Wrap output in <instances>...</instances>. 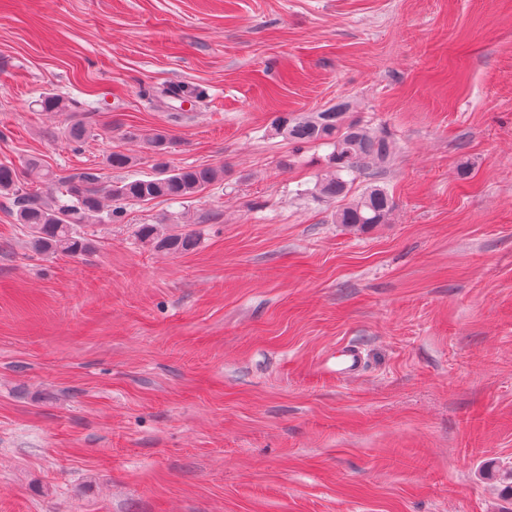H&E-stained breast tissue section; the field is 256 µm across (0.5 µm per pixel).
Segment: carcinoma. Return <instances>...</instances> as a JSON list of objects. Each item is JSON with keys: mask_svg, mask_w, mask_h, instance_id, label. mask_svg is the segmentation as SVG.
<instances>
[{"mask_svg": "<svg viewBox=\"0 0 512 512\" xmlns=\"http://www.w3.org/2000/svg\"><path fill=\"white\" fill-rule=\"evenodd\" d=\"M161 95L183 100L200 99L206 91L199 87L170 86ZM41 112H70L72 104L55 92H43L35 100ZM348 104L339 102L321 112L308 115H279L270 130L297 149L321 144L333 147L328 170L316 183L315 194L325 201L346 196L357 176L371 164L385 161L391 154L386 136L347 119ZM159 160L156 172L146 178L131 177L117 185L102 186L93 174L59 177L50 169L31 161L20 172L11 163H0V196H12L16 203L15 221L25 231L30 249L40 255L77 256L93 250V240L82 228L91 224H119L130 202L157 198L191 202L209 187L224 182V170L213 167H171L161 157L167 150V138L157 134L151 139ZM39 183L56 187L49 201L27 192V185ZM394 201L387 190L369 185L359 197L335 213L334 223L364 230L387 222ZM138 234L145 243L171 254L195 249L197 239L191 233H168L158 224H143Z\"/></svg>", "mask_w": 512, "mask_h": 512, "instance_id": "1", "label": "carcinoma"}]
</instances>
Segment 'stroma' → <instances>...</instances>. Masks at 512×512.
<instances>
[{
    "instance_id": "35a3bbf8",
    "label": "stroma",
    "mask_w": 512,
    "mask_h": 512,
    "mask_svg": "<svg viewBox=\"0 0 512 512\" xmlns=\"http://www.w3.org/2000/svg\"><path fill=\"white\" fill-rule=\"evenodd\" d=\"M341 101L391 141L367 230L307 194L329 147L268 128ZM160 131L223 185L89 254L0 197V512H512V0H0V163L143 178ZM172 216L193 251L140 241ZM362 352L358 345L347 344L336 350V374L351 375L357 373L362 366Z\"/></svg>"
}]
</instances>
